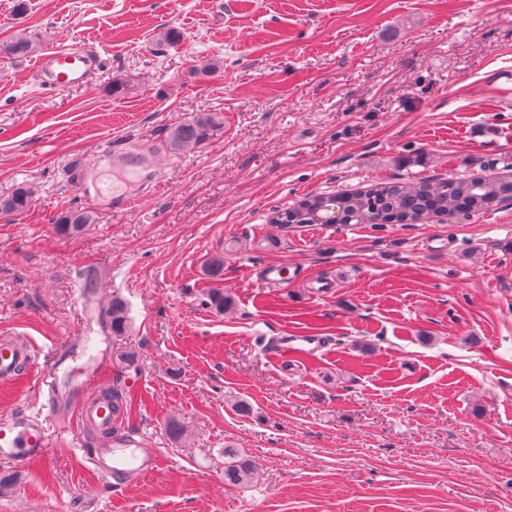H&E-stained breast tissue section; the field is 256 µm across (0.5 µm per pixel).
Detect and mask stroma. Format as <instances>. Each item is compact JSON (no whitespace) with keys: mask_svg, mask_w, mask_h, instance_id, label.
Returning a JSON list of instances; mask_svg holds the SVG:
<instances>
[{"mask_svg":"<svg viewBox=\"0 0 512 512\" xmlns=\"http://www.w3.org/2000/svg\"><path fill=\"white\" fill-rule=\"evenodd\" d=\"M26 4L0 0V42L83 40L105 64L50 96L36 55L0 54V196L34 192L0 219V336L43 353L86 333V357L134 353L102 386L131 399L157 466L102 481L71 411L50 463L0 462L16 477L0 512H512V200L440 224L270 221L375 180L512 174V102L488 83L512 66V0ZM197 112L222 113L223 131L156 155L162 183L128 178L133 210L113 212L101 147L164 141ZM82 207L96 223L60 235ZM270 265L295 268L290 287L265 286ZM87 267L101 306L125 300L127 334L77 319ZM285 331L323 344L281 356ZM44 369L0 384V417L45 407ZM228 445L260 464L251 483L225 484ZM32 195L31 188L22 185L17 186L10 195L0 197V218L27 210L31 205ZM96 223L93 212L85 209H69L57 219V230L63 236H77L81 234L87 224Z\"/></svg>","mask_w":512,"mask_h":512,"instance_id":"stroma-1","label":"stroma"}]
</instances>
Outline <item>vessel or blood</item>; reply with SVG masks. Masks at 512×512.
I'll list each match as a JSON object with an SVG mask.
<instances>
[{"label": "vessel or blood", "mask_w": 512, "mask_h": 512, "mask_svg": "<svg viewBox=\"0 0 512 512\" xmlns=\"http://www.w3.org/2000/svg\"><path fill=\"white\" fill-rule=\"evenodd\" d=\"M103 64L102 54L96 47L75 42L48 49L39 58L36 72L42 88L57 94L89 85ZM97 161L113 168L116 174L108 190L115 208H130L132 201L124 193L121 178L127 169L124 154L107 145L101 149ZM78 348L75 342L61 343L55 345L48 355L47 372L41 376L40 383L49 389L51 409L42 414L21 408L10 417L0 418V460L16 465L46 462L51 446V428L61 420L55 404L66 400L75 407L80 421L95 425L105 434L100 447L87 451L94 470L106 482L127 484L137 475L155 468L156 453L141 436L113 432L111 409L94 397L93 391L109 367L107 357L79 367L77 382L68 390H60L56 383L58 371L74 358ZM34 364L35 354L27 344L13 338L0 339V381H14L20 370L32 369Z\"/></svg>", "instance_id": "b4317fda"}]
</instances>
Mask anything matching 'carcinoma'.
<instances>
[{
  "label": "carcinoma",
  "mask_w": 512,
  "mask_h": 512,
  "mask_svg": "<svg viewBox=\"0 0 512 512\" xmlns=\"http://www.w3.org/2000/svg\"><path fill=\"white\" fill-rule=\"evenodd\" d=\"M36 50L27 37H17L0 46V53L24 57ZM224 127V119L216 112H199L170 128L166 145L177 153L199 148ZM33 192L18 186L0 197V218L27 210ZM325 195L309 194L291 209L277 210L273 224H314ZM343 221L348 224H424L436 216L475 215L493 209L500 202L512 200V179L505 177H451L439 181L421 178L412 182L375 183L364 190L334 195ZM96 223L93 212L69 209L57 219V230L63 236H77L89 224ZM112 335L122 336L129 329L125 303L114 298L107 308ZM224 482L232 485L249 483L257 475L258 464L238 456L231 447L224 448Z\"/></svg>",
  "instance_id": "obj_1"
}]
</instances>
